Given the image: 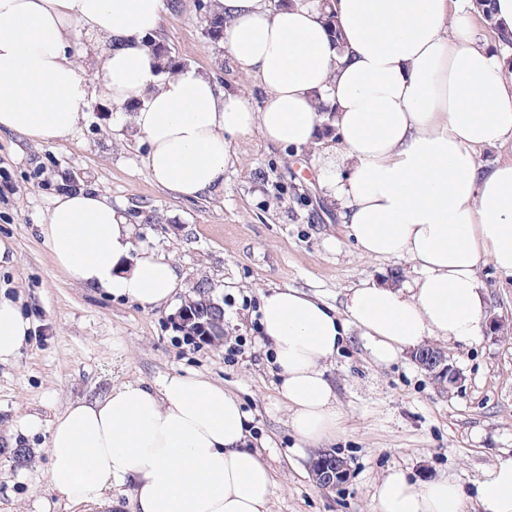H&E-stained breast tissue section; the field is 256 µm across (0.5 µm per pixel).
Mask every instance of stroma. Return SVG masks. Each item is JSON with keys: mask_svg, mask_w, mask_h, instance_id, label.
<instances>
[{"mask_svg": "<svg viewBox=\"0 0 512 512\" xmlns=\"http://www.w3.org/2000/svg\"><path fill=\"white\" fill-rule=\"evenodd\" d=\"M204 2L165 0L157 40L178 65L244 87L260 109L264 90L207 37ZM114 110L99 91L68 139L34 143L0 132V239L14 254L0 267V296L33 324L19 355L0 363V512H36L41 500L51 512H84L51 488L47 436L22 435L20 418L36 414L47 422L114 384L153 383L174 373L209 380L240 400L248 445L276 481L269 512H373L375 487L389 470L469 487L498 456L512 454V281L486 263L479 269L488 321L482 343H432L450 357L461 385L439 381L408 354L377 366L355 336L328 364L346 418L324 448L345 461L348 478L319 489L311 473L317 451L302 447L288 425V404L261 336L262 300L288 286L337 305L361 280L402 275L410 264L369 260L355 250L317 178V149L287 155L252 130L230 143L234 164L223 191L187 200L149 179L143 145L113 129ZM77 187L108 196L133 224L135 248L170 257L180 276L175 304L208 284L224 310L223 339L185 341L172 311L112 299L72 283L55 266L37 227L55 197ZM238 337L245 345L228 357ZM18 448L24 459H16Z\"/></svg>", "mask_w": 512, "mask_h": 512, "instance_id": "1", "label": "stroma"}]
</instances>
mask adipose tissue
Masks as SVG:
<instances>
[{"instance_id": "adipose-tissue-1", "label": "adipose tissue", "mask_w": 512, "mask_h": 512, "mask_svg": "<svg viewBox=\"0 0 512 512\" xmlns=\"http://www.w3.org/2000/svg\"><path fill=\"white\" fill-rule=\"evenodd\" d=\"M470 0H217L222 43L267 99L225 89L193 66L166 71L148 42L164 0H0V131L35 142L69 137L103 90L112 122L146 143L157 185L187 199L224 187L230 137L260 129L318 158L320 183L367 259L401 258L415 276L361 281L335 307L293 288L263 299L261 332L280 377L290 426L307 445L336 437L343 410L324 370L350 332L387 365L432 338L475 343L486 331L483 259L512 278V75L472 30ZM105 45L84 80L72 41ZM326 112H319V104ZM486 149L509 158L483 166ZM39 233L72 282L155 309L169 303L176 267L132 251L133 227L101 191L58 196ZM31 323L0 299V362L16 358ZM23 432L48 433L49 480L70 503L109 512L129 487L134 512H268L275 482L247 448L248 416L223 387L185 375L123 382L71 404L54 420L28 415ZM375 512H512V455L473 488L388 471Z\"/></svg>"}]
</instances>
